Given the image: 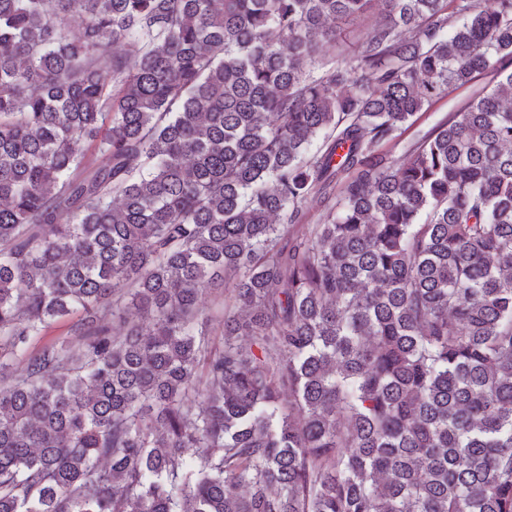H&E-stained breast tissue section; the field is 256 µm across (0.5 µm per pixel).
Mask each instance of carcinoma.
<instances>
[{"label":"carcinoma","instance_id":"1","mask_svg":"<svg viewBox=\"0 0 512 512\" xmlns=\"http://www.w3.org/2000/svg\"><path fill=\"white\" fill-rule=\"evenodd\" d=\"M384 2L0 0V512H512V0ZM493 73L485 72L478 75L470 84L455 88L450 87L440 97L435 99L430 107L419 112L413 119V124L387 145L394 155H400L404 148L419 138L432 127L461 112L468 102L489 90L496 82ZM202 304L205 312L211 316V322L208 327L210 337L218 346L222 338L220 336L222 331L220 322H222L224 317V288H214L211 292L206 293L202 297Z\"/></svg>","mask_w":512,"mask_h":512}]
</instances>
